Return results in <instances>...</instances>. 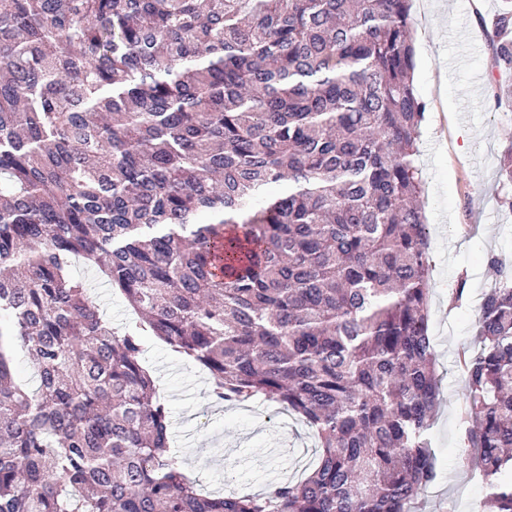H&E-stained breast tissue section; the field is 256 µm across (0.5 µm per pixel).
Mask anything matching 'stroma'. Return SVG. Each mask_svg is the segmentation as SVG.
Wrapping results in <instances>:
<instances>
[{"label": "stroma", "instance_id": "1", "mask_svg": "<svg viewBox=\"0 0 512 512\" xmlns=\"http://www.w3.org/2000/svg\"><path fill=\"white\" fill-rule=\"evenodd\" d=\"M500 0H412L415 90L426 105L417 141L429 228L430 333L441 377V405L430 430L439 477L419 512H479L480 478L461 468L460 346L473 338L482 295L494 286L490 257L512 269V212L499 204V158L512 143V99L494 103L488 22ZM72 276L113 327L134 313L96 266L74 262ZM464 288L462 304L451 303ZM145 367L161 387L171 447L205 491L265 493L307 473L312 431L262 398L217 404L205 370L162 340L145 339Z\"/></svg>", "mask_w": 512, "mask_h": 512}]
</instances>
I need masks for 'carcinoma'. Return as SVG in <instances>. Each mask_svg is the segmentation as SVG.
Returning a JSON list of instances; mask_svg holds the SVG:
<instances>
[{"mask_svg": "<svg viewBox=\"0 0 512 512\" xmlns=\"http://www.w3.org/2000/svg\"><path fill=\"white\" fill-rule=\"evenodd\" d=\"M411 24V0H0V512H413L441 379ZM492 30L506 79L512 0ZM75 258L139 321L115 331ZM490 265L463 462L512 512V273ZM147 331L216 399L295 413L310 471L202 494Z\"/></svg>", "mask_w": 512, "mask_h": 512, "instance_id": "carcinoma-1", "label": "carcinoma"}]
</instances>
